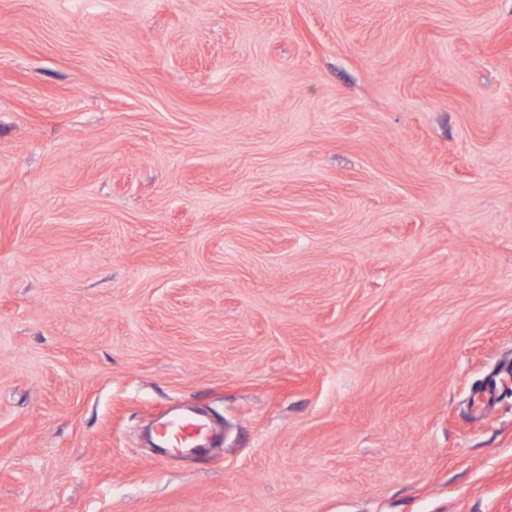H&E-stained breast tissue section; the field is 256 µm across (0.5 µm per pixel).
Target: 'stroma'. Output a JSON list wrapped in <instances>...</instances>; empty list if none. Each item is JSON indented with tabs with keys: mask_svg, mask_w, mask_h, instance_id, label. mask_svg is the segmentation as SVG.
<instances>
[{
	"mask_svg": "<svg viewBox=\"0 0 512 512\" xmlns=\"http://www.w3.org/2000/svg\"><path fill=\"white\" fill-rule=\"evenodd\" d=\"M511 363L512 0H0V512H512ZM176 421L173 427L176 428L177 440L163 429L155 439V444L161 455L164 456H203L209 451L208 422L191 412H184L172 418ZM168 448H178L176 453Z\"/></svg>",
	"mask_w": 512,
	"mask_h": 512,
	"instance_id": "obj_1",
	"label": "stroma"
}]
</instances>
